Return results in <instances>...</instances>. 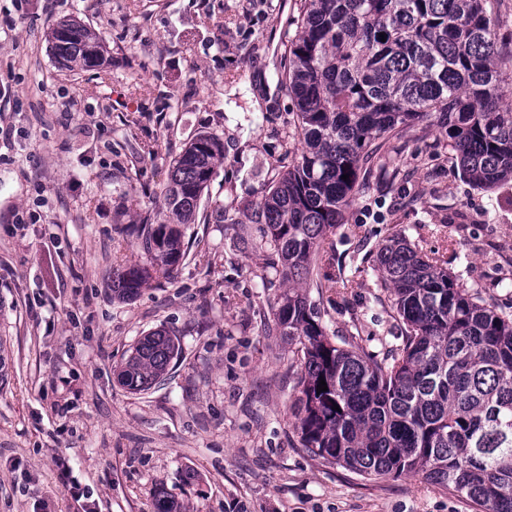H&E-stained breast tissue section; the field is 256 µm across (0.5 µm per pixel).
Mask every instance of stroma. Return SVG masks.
<instances>
[{
  "label": "stroma",
  "mask_w": 512,
  "mask_h": 512,
  "mask_svg": "<svg viewBox=\"0 0 512 512\" xmlns=\"http://www.w3.org/2000/svg\"><path fill=\"white\" fill-rule=\"evenodd\" d=\"M304 0H0V512H477L419 475L362 478L302 447L288 402L300 365L275 329L284 290L252 222L293 157L294 102L278 82ZM73 19L107 62L59 66L49 34ZM496 64L512 95V0H493ZM224 146L187 255L132 300L112 273L146 257L138 225L163 220L173 160L198 135ZM512 312V183L464 179L444 133L404 127L377 147L334 263L303 291L327 332L360 350L400 344L374 259L392 234ZM176 334L165 381L129 393L114 374L148 332ZM69 471L60 478L56 459ZM84 491L76 502L70 487Z\"/></svg>",
  "instance_id": "1"
}]
</instances>
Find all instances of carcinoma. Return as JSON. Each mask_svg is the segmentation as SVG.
Returning <instances> with one entry per match:
<instances>
[{
	"mask_svg": "<svg viewBox=\"0 0 512 512\" xmlns=\"http://www.w3.org/2000/svg\"><path fill=\"white\" fill-rule=\"evenodd\" d=\"M489 8L490 0H304L279 78L296 101L301 151L272 181L254 222L270 268L288 283L274 318L300 352L292 408L302 446L363 478L420 473L482 512H512V314L448 270L444 255L422 254L401 237L378 256L381 288L403 325L401 344L381 358L343 336L331 340L298 287L314 258L333 259L326 241L344 223L375 139L427 121L444 130L470 183L512 182V103L500 90ZM50 41L61 66L104 62L102 42L77 21L59 22ZM222 156L219 138L204 134L173 161L164 221L137 228L155 270L184 258L181 225ZM148 276L139 264L117 271L112 294L131 300ZM180 353L176 336L150 332L117 381L146 391ZM322 379L328 390L319 393ZM156 512L180 505L161 488Z\"/></svg>",
	"mask_w": 512,
	"mask_h": 512,
	"instance_id": "obj_1",
	"label": "carcinoma"
}]
</instances>
